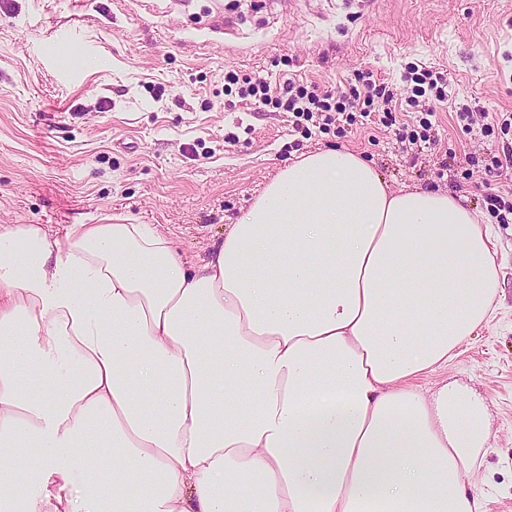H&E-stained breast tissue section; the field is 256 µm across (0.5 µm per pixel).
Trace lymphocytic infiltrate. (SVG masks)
Here are the masks:
<instances>
[{
	"label": "lymphocytic infiltrate",
	"instance_id": "f902f5d3",
	"mask_svg": "<svg viewBox=\"0 0 512 512\" xmlns=\"http://www.w3.org/2000/svg\"><path fill=\"white\" fill-rule=\"evenodd\" d=\"M407 78L412 83V94L403 103L414 109L424 100L428 106L418 129L399 133L398 138L415 147L433 144L430 117L436 105L448 100V79L441 72L415 64L408 65ZM224 81L226 86L236 87L240 99L252 101L255 106L289 112L318 130L333 129L340 134L349 125L389 124L393 112L403 104L388 83L374 81L371 73L363 71L356 72L341 93L292 77L274 86L265 79H242L230 72Z\"/></svg>",
	"mask_w": 512,
	"mask_h": 512
}]
</instances>
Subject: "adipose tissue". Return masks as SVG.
Segmentation results:
<instances>
[{"instance_id":"adipose-tissue-1","label":"adipose tissue","mask_w":512,"mask_h":512,"mask_svg":"<svg viewBox=\"0 0 512 512\" xmlns=\"http://www.w3.org/2000/svg\"><path fill=\"white\" fill-rule=\"evenodd\" d=\"M496 255L340 148L198 265L149 224L0 226V512H483L490 408L419 381L493 316Z\"/></svg>"}]
</instances>
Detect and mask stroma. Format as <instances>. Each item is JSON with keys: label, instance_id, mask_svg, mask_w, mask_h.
Returning <instances> with one entry per match:
<instances>
[{"label": "stroma", "instance_id": "35a3bbf8", "mask_svg": "<svg viewBox=\"0 0 512 512\" xmlns=\"http://www.w3.org/2000/svg\"><path fill=\"white\" fill-rule=\"evenodd\" d=\"M410 62L448 75L420 151L392 127L307 138L288 113L224 105L228 72L340 90L369 71L405 98ZM463 106L512 110V0H0V225L61 238L119 217L199 261L296 143L360 152L392 188L437 185L485 219L488 191L512 202V168L486 170L512 138L466 131ZM494 231L499 314L422 384L451 378L487 400L493 449L476 481L486 512H512V223Z\"/></svg>", "mask_w": 512, "mask_h": 512}]
</instances>
